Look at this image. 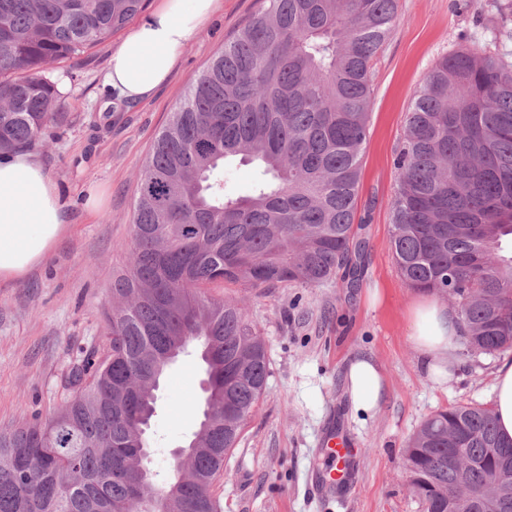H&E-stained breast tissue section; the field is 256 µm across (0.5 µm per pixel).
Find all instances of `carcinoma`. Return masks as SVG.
<instances>
[{
	"label": "carcinoma",
	"mask_w": 512,
	"mask_h": 512,
	"mask_svg": "<svg viewBox=\"0 0 512 512\" xmlns=\"http://www.w3.org/2000/svg\"><path fill=\"white\" fill-rule=\"evenodd\" d=\"M193 76L140 167L129 261L113 279L106 344L65 379L44 422L0 431V512H139L128 466L176 336H196L212 411L185 448L178 512H217L212 494L267 386L264 339L239 301L205 292L322 287L347 266L368 137L372 63L398 0H267ZM145 0H0V160L67 119L47 66L121 30ZM254 163L245 195L224 166ZM390 246L411 288L446 294L470 352L512 349V65L462 48L415 93L396 153ZM424 512L476 489L506 495L512 439L493 409L454 405L406 448ZM156 486L150 512H172Z\"/></svg>",
	"instance_id": "carcinoma-1"
}]
</instances>
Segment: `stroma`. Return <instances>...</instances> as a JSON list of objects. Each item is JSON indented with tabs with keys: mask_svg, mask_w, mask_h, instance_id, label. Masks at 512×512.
Returning a JSON list of instances; mask_svg holds the SVG:
<instances>
[{
	"mask_svg": "<svg viewBox=\"0 0 512 512\" xmlns=\"http://www.w3.org/2000/svg\"><path fill=\"white\" fill-rule=\"evenodd\" d=\"M264 6L222 0L184 47L169 82L147 101L113 102L103 84L123 32L50 64L68 120L52 142L32 147L55 186L65 230L42 261L0 280V430L46 420L66 397L71 366L105 341L103 312L112 277L130 251L139 169L187 84ZM400 22L373 61L369 134L363 152L356 221L366 248L358 287L286 285L247 293L233 285L213 295L239 300L266 343L265 394L224 461L213 493L219 512H422L411 492L403 450L423 421L452 405L492 406L495 374L512 350L494 355L457 348L446 383L423 371L410 339L419 290L401 279L390 250L395 154L406 112L434 62L460 48L486 49L512 64V0H399ZM103 196L98 210L90 193ZM358 359L384 376L379 405L356 411L348 371ZM205 365L196 346L166 370L156 392L148 443L159 478L172 449L199 427ZM344 425L356 450L352 489L328 499L310 477L329 461L322 437Z\"/></svg>",
	"mask_w": 512,
	"mask_h": 512,
	"instance_id": "35a3bbf8",
	"label": "stroma"
}]
</instances>
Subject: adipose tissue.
Segmentation results:
<instances>
[{"label":"adipose tissue","instance_id":"adipose-tissue-1","mask_svg":"<svg viewBox=\"0 0 512 512\" xmlns=\"http://www.w3.org/2000/svg\"><path fill=\"white\" fill-rule=\"evenodd\" d=\"M220 0H161L113 50L104 84L117 101L143 102L170 77L185 45ZM64 223L56 190L41 164L20 152L0 161V278H18L60 240ZM461 327L453 309L429 297L411 310L410 340L427 375L446 382ZM356 410L369 412L383 396V378L368 360L348 373Z\"/></svg>","mask_w":512,"mask_h":512}]
</instances>
